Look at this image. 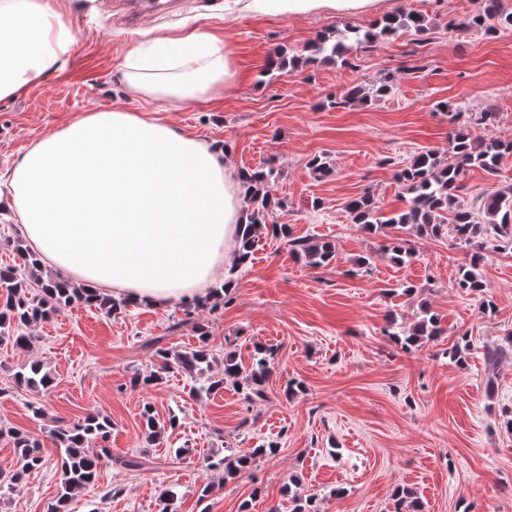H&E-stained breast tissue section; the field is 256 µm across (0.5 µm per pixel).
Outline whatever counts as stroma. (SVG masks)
Here are the masks:
<instances>
[{"label": "stroma", "mask_w": 512, "mask_h": 512, "mask_svg": "<svg viewBox=\"0 0 512 512\" xmlns=\"http://www.w3.org/2000/svg\"><path fill=\"white\" fill-rule=\"evenodd\" d=\"M64 11L76 38L62 70L13 101H0V174H7L37 139L95 107L135 110L138 101L120 81L126 49L160 35L199 28L232 42L237 81L216 101H162V118L180 130L230 145L237 169L274 160L276 223L294 236L330 241L337 259L325 268L295 259L286 243L260 238L251 263L226 269L229 302L218 309L132 305L118 313L73 305L37 324L30 351L0 346V426L40 440L46 466L28 473L21 491L0 497V512H46L60 490L59 457L47 419L73 423L99 412L112 421L113 454L147 452L148 470L102 468L94 485L79 490L73 512H159V496L172 490L179 512H290L293 495L317 498L320 512H395L392 493L414 491L423 512H512V358L488 369L486 349L512 336V251L488 249L479 272L494 313L455 283L468 258L450 233L422 237L404 265L390 260L386 234L350 223L346 203L370 193L384 210L405 205L394 174L416 154L448 153V133L463 125L473 138L512 140V30L496 36L452 31L449 21L471 13L477 0H382L383 13L411 5L431 28L422 40L400 31L376 48L355 53V67L311 65L289 73L272 58L299 52L318 34L367 29L375 17L308 14L224 18V0H188L174 15L148 12L137 25L114 22L103 0H48ZM420 69H411L412 59ZM387 83L386 95L366 107L331 106L333 96L359 85ZM447 110H440V103ZM494 107V126L478 124ZM326 158L335 173L318 177L309 165ZM491 190H512V155L497 176L470 169L458 193L477 209ZM371 257L368 271L360 258ZM415 287L402 293V284ZM440 319L436 341L406 352L383 333L388 319L402 329L420 305ZM180 321L171 330L172 321ZM207 326L212 373L224 361V339L235 340L244 364L255 344L277 346L262 397L246 399L225 383L208 395L192 394L178 371L152 388L131 378L152 370L144 347L158 337L174 351L197 345L196 325ZM471 351L464 365L446 351L459 336ZM40 362L54 379L49 393L16 388L13 373ZM302 389L286 396L288 381ZM157 418L175 419L159 443L147 444L143 404ZM40 406L45 417L33 415ZM273 442L234 479L206 471L204 463L243 448ZM181 460H174L176 450ZM209 495H202L203 486Z\"/></svg>", "instance_id": "stroma-1"}]
</instances>
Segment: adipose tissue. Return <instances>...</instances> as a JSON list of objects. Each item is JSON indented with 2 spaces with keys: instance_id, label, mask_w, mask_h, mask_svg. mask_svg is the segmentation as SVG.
Here are the masks:
<instances>
[{
  "instance_id": "ef3b65f1",
  "label": "adipose tissue",
  "mask_w": 512,
  "mask_h": 512,
  "mask_svg": "<svg viewBox=\"0 0 512 512\" xmlns=\"http://www.w3.org/2000/svg\"><path fill=\"white\" fill-rule=\"evenodd\" d=\"M380 9L381 0H224L230 16ZM74 41L46 0H0V100L57 71ZM121 70L144 101L212 99L236 76L233 47L198 29L131 47ZM231 154L139 112H88L22 154L10 205L34 252L85 293L152 307L203 299L242 221Z\"/></svg>"
}]
</instances>
